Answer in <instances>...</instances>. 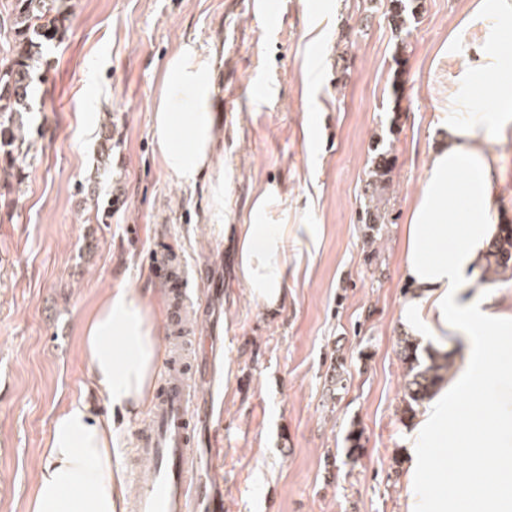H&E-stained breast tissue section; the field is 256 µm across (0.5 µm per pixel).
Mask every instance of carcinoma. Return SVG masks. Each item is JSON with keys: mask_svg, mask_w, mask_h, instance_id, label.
<instances>
[{"mask_svg": "<svg viewBox=\"0 0 512 512\" xmlns=\"http://www.w3.org/2000/svg\"><path fill=\"white\" fill-rule=\"evenodd\" d=\"M65 0H0V182L11 187L22 180L21 163L31 148L27 136L32 101L41 69L48 65L50 44L59 39ZM387 20L396 37H401L408 22L416 16L418 0H389ZM393 159L387 152L377 154L370 170L367 187L370 199L382 202V190L391 171ZM498 276L512 272V224H505L494 245ZM404 364V412L415 413L440 377L448 370V357L432 354L423 358L418 348L401 340Z\"/></svg>", "mask_w": 512, "mask_h": 512, "instance_id": "cac0c4a2", "label": "carcinoma"}]
</instances>
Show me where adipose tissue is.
<instances>
[{
  "mask_svg": "<svg viewBox=\"0 0 512 512\" xmlns=\"http://www.w3.org/2000/svg\"><path fill=\"white\" fill-rule=\"evenodd\" d=\"M479 45L459 74L496 103L475 117L449 116L428 155L425 179L402 226L401 271L408 286L400 321L432 351L450 353L406 434L403 512H512V293L484 272L499 219L489 213L504 181L489 143L512 131V0H467L448 36L449 52ZM214 60L182 42L167 58L152 114L166 171L183 186L209 173L213 210L224 209V173L214 165L219 136ZM268 186L236 225V272L252 300H288V242L306 224H275L279 197ZM161 315L136 288H110L86 317L82 352L97 395L113 412L148 405L160 358ZM113 420L80 402L52 420L37 464L30 512H125L126 489L112 470Z\"/></svg>",
  "mask_w": 512,
  "mask_h": 512,
  "instance_id": "ef3b65f1",
  "label": "adipose tissue"
}]
</instances>
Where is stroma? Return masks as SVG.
<instances>
[{"mask_svg": "<svg viewBox=\"0 0 512 512\" xmlns=\"http://www.w3.org/2000/svg\"><path fill=\"white\" fill-rule=\"evenodd\" d=\"M260 2L67 0L24 180L0 194V512H28L54 416L91 396L84 319L111 286L167 308L151 259L168 248L185 261L188 327L224 334L230 371L213 434L224 512H401V226L449 99L494 107L457 83L460 62L448 57L466 0H420L402 40L388 0H282L272 25ZM185 40L216 57L220 217L208 181L176 182L152 138L164 63ZM107 123L111 173L99 177ZM378 147L394 167L384 221L367 224ZM268 185L280 188L273 223L314 234L290 253L288 303L276 311L248 298L224 232ZM338 370L342 388L331 383ZM353 429L364 449L350 463ZM213 435L201 430L200 448Z\"/></svg>", "mask_w": 512, "mask_h": 512, "instance_id": "1", "label": "stroma"}]
</instances>
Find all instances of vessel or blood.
<instances>
[{
    "label": "vessel or blood",
    "instance_id": "b4317fda",
    "mask_svg": "<svg viewBox=\"0 0 512 512\" xmlns=\"http://www.w3.org/2000/svg\"><path fill=\"white\" fill-rule=\"evenodd\" d=\"M152 268L159 282L173 291L169 325L180 327L184 269L164 251L155 252ZM200 350V345H191L186 357L170 355L161 365L160 392L134 443L130 477L137 488L128 500V512H192L202 499L208 500L212 512L224 506L223 495L201 478L196 462L195 424L204 408L196 375Z\"/></svg>",
    "mask_w": 512,
    "mask_h": 512
}]
</instances>
